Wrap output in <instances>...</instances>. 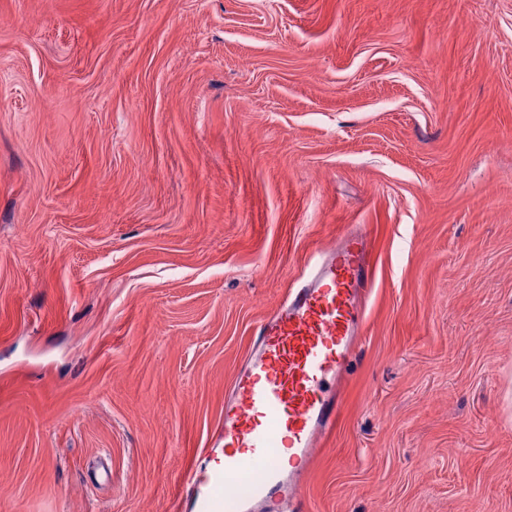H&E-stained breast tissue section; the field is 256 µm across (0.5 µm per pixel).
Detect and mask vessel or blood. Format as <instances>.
I'll use <instances>...</instances> for the list:
<instances>
[{
  "label": "vessel or blood",
  "instance_id": "1",
  "mask_svg": "<svg viewBox=\"0 0 512 512\" xmlns=\"http://www.w3.org/2000/svg\"><path fill=\"white\" fill-rule=\"evenodd\" d=\"M373 288L366 232L354 230L291 282L256 328L257 347L236 371L224 406V453L213 460L196 512L231 499L301 512L307 471L339 422L346 366Z\"/></svg>",
  "mask_w": 512,
  "mask_h": 512
}]
</instances>
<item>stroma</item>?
Wrapping results in <instances>:
<instances>
[{
	"label": "stroma",
	"mask_w": 512,
	"mask_h": 512,
	"mask_svg": "<svg viewBox=\"0 0 512 512\" xmlns=\"http://www.w3.org/2000/svg\"><path fill=\"white\" fill-rule=\"evenodd\" d=\"M0 512H195L305 264L376 274L305 512H512V0H0Z\"/></svg>",
	"instance_id": "35a3bbf8"
}]
</instances>
